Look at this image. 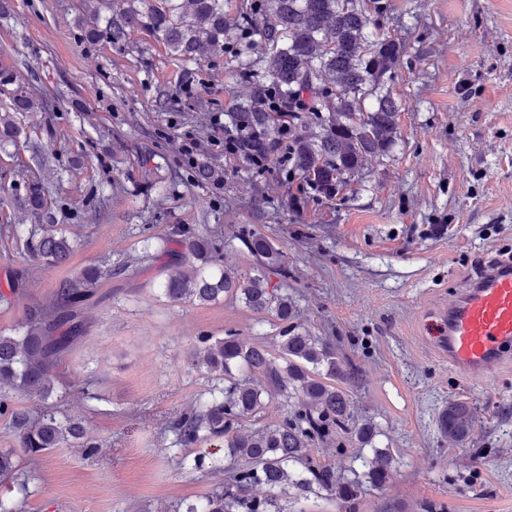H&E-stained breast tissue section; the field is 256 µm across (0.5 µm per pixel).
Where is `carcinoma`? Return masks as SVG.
<instances>
[{"label": "carcinoma", "instance_id": "obj_1", "mask_svg": "<svg viewBox=\"0 0 512 512\" xmlns=\"http://www.w3.org/2000/svg\"><path fill=\"white\" fill-rule=\"evenodd\" d=\"M142 5V10L130 5L109 19V38L127 40L148 30L184 62L224 52V0H144ZM388 8V0H251L242 7V28L258 30L271 50L269 83H254L245 103L229 113L231 125L245 135L239 148L245 163L252 166L276 153L287 168L288 184L307 197L333 202L371 159L392 150L401 102L387 92L376 98L372 110L361 106L366 86L392 79L404 56L400 41L384 32L369 35ZM0 87L8 93L0 107V139L11 140L18 132L12 113L46 101L5 66L0 67ZM279 91L288 94L286 130L270 108ZM44 198L43 184L27 181L28 211L39 214ZM240 239L260 265L254 275L224 270L214 236L198 234L186 224L168 226L164 236L165 242L180 245L184 261L195 267L191 277L178 271L162 282L169 301L204 305L224 296L240 298L276 328L269 345H247L232 329L221 337L196 338L190 369L206 370L216 383L208 397L170 424L171 445L186 450L217 442L224 445L227 466L208 465L205 453L178 460V465L199 471L224 470L221 489L185 512H288V501L280 497L287 487L301 496L325 492L349 504L362 484L386 482L390 459L375 448L372 456L360 457L361 470L346 474L310 458L308 448L346 434L362 448L370 445L375 426L355 423L353 401L343 387L353 374L338 355L336 337L314 336L301 328L288 293L269 287L263 269L286 272L283 253L248 226L240 230ZM23 246L30 260L42 266L62 265L73 252L66 235L43 225L28 231ZM98 277V269L87 268L62 281L48 304L28 309L15 332H0V417L8 418L20 448L32 457L69 445L93 455L100 447L84 425L47 405L55 390V365L86 335L83 310ZM15 392L39 397L43 410L32 416L17 409ZM272 400L280 402L283 414L263 423ZM438 423L448 441L460 443L471 435L475 417L468 404L451 402ZM5 480L27 492L13 451H0V482ZM255 487L265 488L266 495H251Z\"/></svg>", "mask_w": 512, "mask_h": 512}]
</instances>
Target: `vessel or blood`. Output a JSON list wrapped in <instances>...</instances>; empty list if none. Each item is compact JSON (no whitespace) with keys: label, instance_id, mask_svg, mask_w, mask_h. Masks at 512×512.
<instances>
[{"label":"vessel or blood","instance_id":"b4317fda","mask_svg":"<svg viewBox=\"0 0 512 512\" xmlns=\"http://www.w3.org/2000/svg\"><path fill=\"white\" fill-rule=\"evenodd\" d=\"M429 334L450 367L461 375L488 378L512 362V262L482 269L458 288L430 324Z\"/></svg>","mask_w":512,"mask_h":512}]
</instances>
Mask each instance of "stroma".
I'll use <instances>...</instances> for the list:
<instances>
[{
    "label": "stroma",
    "mask_w": 512,
    "mask_h": 512,
    "mask_svg": "<svg viewBox=\"0 0 512 512\" xmlns=\"http://www.w3.org/2000/svg\"><path fill=\"white\" fill-rule=\"evenodd\" d=\"M89 0H0V64L52 107L16 115L17 143L0 144V331L50 300L61 280L103 269L101 302L84 310L88 336L56 366L61 411L101 440L54 449L28 463L22 512H172L194 503L220 477L180 468L165 427L211 386L190 370L197 336L237 330L249 343L273 328L242 301H168V273H190L180 246L163 245L169 225L202 234L221 228L224 266L257 263L238 238L248 225L288 257L287 288L298 322L333 336L359 421L378 431L373 447L321 445L319 462L353 466L374 450L391 456V476L363 485L352 510L325 493L287 499L295 512H512V364L492 382L451 369L427 322L478 259L512 248V0H389L381 27L406 55L385 86L400 98L398 137L373 159L344 201L288 204L280 170L257 175L211 148V117L232 112L266 73L259 33L241 39L242 0H226L232 25L222 54L201 63L173 56L152 34L126 41L84 29ZM192 93H184V83ZM220 170L199 185L181 145ZM197 164V165H198ZM48 189L42 218L25 208V177ZM54 225L74 243L67 264L39 266L3 228ZM475 414L465 442L439 430L448 404Z\"/></svg>",
    "instance_id": "1"
}]
</instances>
